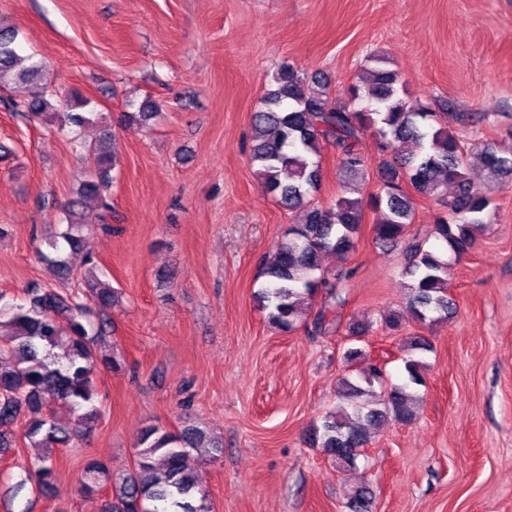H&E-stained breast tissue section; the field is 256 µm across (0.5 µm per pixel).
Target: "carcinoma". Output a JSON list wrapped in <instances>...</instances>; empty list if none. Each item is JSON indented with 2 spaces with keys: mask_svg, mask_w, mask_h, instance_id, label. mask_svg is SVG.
Wrapping results in <instances>:
<instances>
[{
  "mask_svg": "<svg viewBox=\"0 0 512 512\" xmlns=\"http://www.w3.org/2000/svg\"><path fill=\"white\" fill-rule=\"evenodd\" d=\"M366 62L370 66L365 76L347 87L342 100L325 76L281 65L252 114L251 165L277 205L302 213V220L288 225L263 262V281L254 294L267 322L282 333L295 330L318 296L322 300L313 323L319 329L332 324L328 315L343 303L338 289L352 274L350 269L327 270L322 258L327 253L345 258L355 251L363 200L342 196L328 206L314 201L322 179L321 144L336 148L344 180L357 191L368 173L360 144L366 134L374 136L383 189L371 198L380 214L373 231L375 242L386 250L404 242L414 223V196L438 199L444 188L454 186L453 200L446 202V213L436 217L431 230L439 248L406 245L404 273L412 278L408 311L422 327L446 320L454 311L448 293V254L460 258L474 245L476 233L492 223L494 202L468 177L469 156L477 154L499 183H512V146L491 140L468 143L464 138L467 127L489 120V115L479 112L454 119L446 112L415 106L384 57L372 53ZM41 72L33 56L21 53L15 27L0 21V86L20 82L26 87L25 97L11 101L13 111L28 120L52 122L61 130L101 127L98 142L88 148L92 164L64 206L66 224L44 239L46 250L40 252L55 281L62 284L73 273L69 255L85 249L91 230L83 221L86 202L92 200L100 208V229L112 231L108 217L119 158L103 113L90 109L91 101L75 90L63 94L48 89ZM156 116L155 103L147 98L139 111L121 119L147 124ZM87 285L99 315L96 324L88 318V305L50 284L31 289L21 302L0 292V364L7 363L0 369V457L22 438L38 450L31 466L43 486L56 481V449L90 434L100 417L93 382L96 369L101 364L120 368L116 358L100 354L98 343L111 326L108 312L121 292L97 277ZM407 350L409 382L391 388L383 399H371V390L342 378L340 405L312 429L310 444L323 449L338 466L350 468L368 443L364 425L412 421L418 397L410 385L423 382V362L414 355L430 346L425 338L414 336ZM58 409L73 421L58 423ZM21 420L18 436L12 426ZM223 448L222 440L210 438L192 420L183 421L174 433L153 427L145 431L131 469L114 474L104 463L91 461L84 470L82 490H109L102 512H211L208 494L188 459L193 452L214 459ZM374 498V490L364 482L351 490L345 508L371 512Z\"/></svg>",
  "mask_w": 512,
  "mask_h": 512,
  "instance_id": "cac0c4a2",
  "label": "carcinoma"
}]
</instances>
